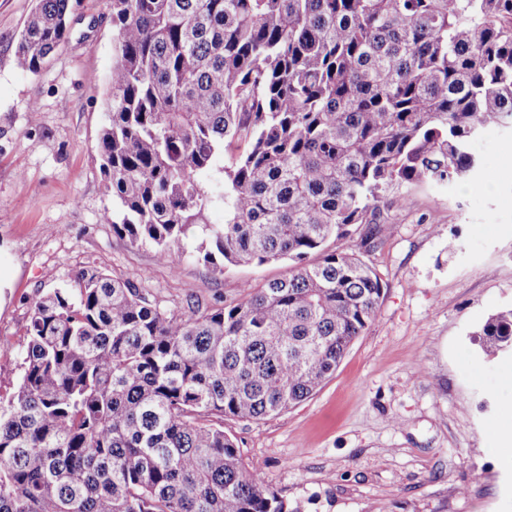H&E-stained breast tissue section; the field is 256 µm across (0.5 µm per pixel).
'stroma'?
Here are the masks:
<instances>
[{
    "mask_svg": "<svg viewBox=\"0 0 512 512\" xmlns=\"http://www.w3.org/2000/svg\"><path fill=\"white\" fill-rule=\"evenodd\" d=\"M34 0H0V395L21 378L29 301L93 266L165 309L230 302L284 263L218 272L184 241L178 273L153 247L100 223L112 199L97 154L112 70L109 0H75L69 36L39 73L16 40ZM38 101L30 111V101ZM482 162L457 184L392 187L393 231L369 262L383 283L374 322L310 399L260 421L228 419L245 461L294 512H512V357L488 359L473 334L512 306V133L471 144Z\"/></svg>",
    "mask_w": 512,
    "mask_h": 512,
    "instance_id": "35a3bbf8",
    "label": "stroma"
}]
</instances>
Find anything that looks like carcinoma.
<instances>
[{
	"mask_svg": "<svg viewBox=\"0 0 512 512\" xmlns=\"http://www.w3.org/2000/svg\"><path fill=\"white\" fill-rule=\"evenodd\" d=\"M70 2L34 0L20 70L67 39ZM110 17L100 221L168 267L202 234L221 272H288L190 315L95 267L32 299L0 397V512H291L224 419L322 388L377 314L383 193L472 178L471 142L512 127V0H110ZM479 340L512 354V307Z\"/></svg>",
	"mask_w": 512,
	"mask_h": 512,
	"instance_id": "carcinoma-1",
	"label": "carcinoma"
}]
</instances>
